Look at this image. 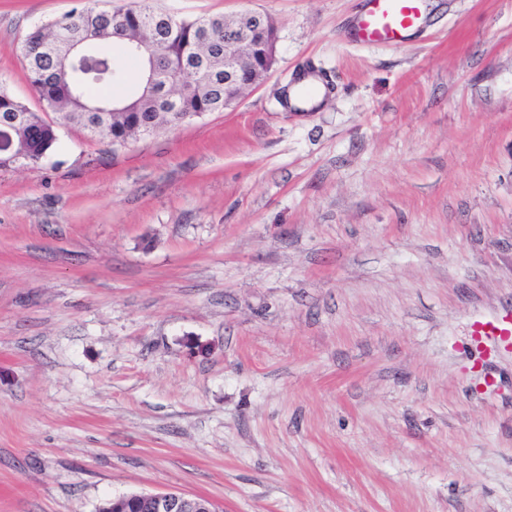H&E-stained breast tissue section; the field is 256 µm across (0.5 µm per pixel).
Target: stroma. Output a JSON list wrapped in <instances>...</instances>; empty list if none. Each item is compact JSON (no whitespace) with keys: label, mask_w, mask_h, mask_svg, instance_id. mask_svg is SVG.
<instances>
[{"label":"stroma","mask_w":512,"mask_h":512,"mask_svg":"<svg viewBox=\"0 0 512 512\" xmlns=\"http://www.w3.org/2000/svg\"><path fill=\"white\" fill-rule=\"evenodd\" d=\"M82 4L0 0V89L42 111L19 45ZM357 4L153 0L265 13L269 74L0 168V512H512V346L471 337L512 312V0H429L388 46ZM307 62L332 89L300 115ZM139 502L143 512H215L212 503L205 498H185L172 492L139 494L133 497ZM124 510L140 512V508L131 500L121 499Z\"/></svg>","instance_id":"obj_1"}]
</instances>
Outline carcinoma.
<instances>
[{"instance_id": "cac0c4a2", "label": "carcinoma", "mask_w": 512, "mask_h": 512, "mask_svg": "<svg viewBox=\"0 0 512 512\" xmlns=\"http://www.w3.org/2000/svg\"><path fill=\"white\" fill-rule=\"evenodd\" d=\"M139 37L148 48L160 53L158 76L165 82L178 74L188 84L170 100L160 97L140 98L132 93L109 98L105 91L123 78L120 62L112 54L98 52L82 60L77 81L85 91L79 100L70 98L59 74V58L67 53L65 44L112 41L123 47L128 39ZM27 62L30 85L58 121L87 127V113L104 107L108 117L91 136L125 144L143 128L173 125L178 114H198L224 110V17L202 16L193 20L169 17V14L143 3L137 6L104 9L98 0L74 9L48 24L28 31L21 43ZM249 68L242 79L251 80L260 66L263 48L254 41ZM127 106L123 112L112 106ZM19 113L26 121L15 140L26 148L28 162L41 160L57 143L56 126L32 111L7 92L0 90V120H10Z\"/></svg>"}]
</instances>
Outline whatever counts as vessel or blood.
<instances>
[{
	"label": "vessel or blood",
	"mask_w": 512,
	"mask_h": 512,
	"mask_svg": "<svg viewBox=\"0 0 512 512\" xmlns=\"http://www.w3.org/2000/svg\"><path fill=\"white\" fill-rule=\"evenodd\" d=\"M428 22L426 0H360L348 27L357 43L375 46L407 42ZM295 85L300 91L298 100L304 105L315 104L329 88L327 78L311 68L297 75ZM473 336L488 349L512 339V314L476 322Z\"/></svg>",
	"instance_id": "1"
}]
</instances>
